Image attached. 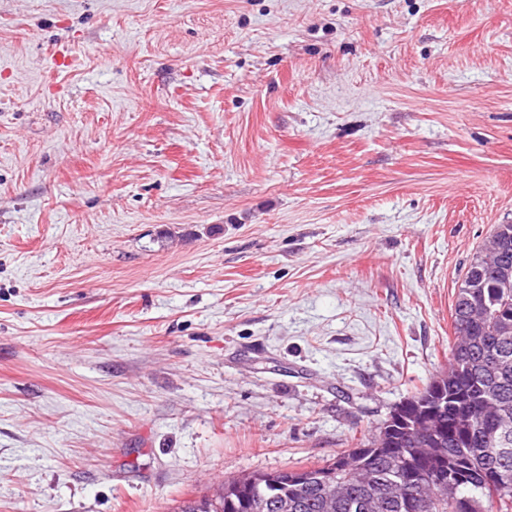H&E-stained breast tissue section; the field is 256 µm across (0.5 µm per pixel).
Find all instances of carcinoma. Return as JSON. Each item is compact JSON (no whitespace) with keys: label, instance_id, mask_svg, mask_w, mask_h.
Here are the masks:
<instances>
[{"label":"carcinoma","instance_id":"obj_1","mask_svg":"<svg viewBox=\"0 0 512 512\" xmlns=\"http://www.w3.org/2000/svg\"><path fill=\"white\" fill-rule=\"evenodd\" d=\"M455 340L450 350L448 370L443 374L448 408L435 413L437 425L448 430V467L462 476L456 501L441 500L435 484L428 480L435 461L411 456L419 430L398 428L380 446L381 435L361 441L336 456L333 464L343 469L364 458L372 480L360 486L345 481L344 497L336 499L333 512H365L363 504L376 500V512H461L468 502L481 507L473 512H512V224H498L473 255L458 288L452 307ZM492 357L496 367L483 372V360ZM436 397L435 382L407 397L403 416L419 422V400ZM411 457L409 467L420 478L430 507L412 505L416 489L402 493L395 487V458ZM321 466L289 471L262 472L265 495L262 512H279L276 495L290 492L295 479L305 477L303 493L291 512H327L323 489L317 475ZM221 496L204 497L186 504L181 512H229Z\"/></svg>","mask_w":512,"mask_h":512}]
</instances>
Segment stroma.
Segmentation results:
<instances>
[{"instance_id":"obj_1","label":"stroma","mask_w":512,"mask_h":512,"mask_svg":"<svg viewBox=\"0 0 512 512\" xmlns=\"http://www.w3.org/2000/svg\"><path fill=\"white\" fill-rule=\"evenodd\" d=\"M499 224L512 0H0V512L334 459Z\"/></svg>"}]
</instances>
